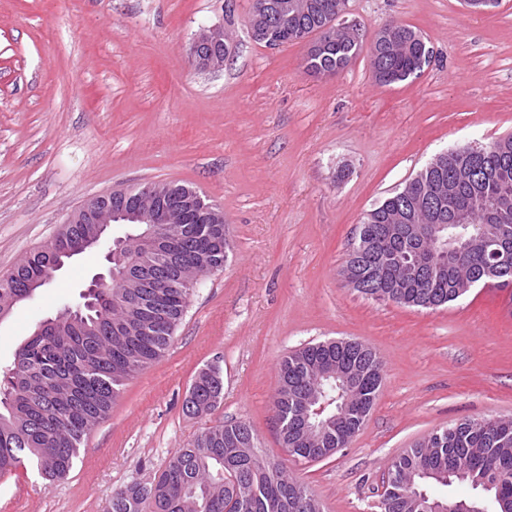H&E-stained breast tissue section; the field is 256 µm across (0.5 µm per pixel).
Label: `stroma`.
Listing matches in <instances>:
<instances>
[{"label": "stroma", "mask_w": 512, "mask_h": 512, "mask_svg": "<svg viewBox=\"0 0 512 512\" xmlns=\"http://www.w3.org/2000/svg\"><path fill=\"white\" fill-rule=\"evenodd\" d=\"M252 0H0V272L54 238L90 197L178 183L224 213L222 270L191 296L165 355L128 380L63 480L29 464L0 476V512H108L114 490L161 473L217 422L251 424L323 512H378L391 463L466 419L512 417V286L438 309L379 302L341 270L363 215L441 150L512 133V0H350L364 50L317 76L307 46L252 40ZM414 27L432 52L417 78L382 87L374 34ZM223 28L229 57L200 71L191 43ZM105 261L93 249L0 320V370L45 318L77 304ZM372 347L373 408L345 448L287 460L273 400L288 352L329 339ZM208 364L211 413L183 411ZM224 396V375L219 365H210L195 376L185 399L184 410L189 415H201L217 408Z\"/></svg>", "instance_id": "stroma-1"}]
</instances>
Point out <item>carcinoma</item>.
<instances>
[{
    "label": "carcinoma",
    "mask_w": 512,
    "mask_h": 512,
    "mask_svg": "<svg viewBox=\"0 0 512 512\" xmlns=\"http://www.w3.org/2000/svg\"><path fill=\"white\" fill-rule=\"evenodd\" d=\"M306 7L286 17H254L280 43H293L296 31L314 37L316 51L306 53L304 65L317 75L344 70L363 49L361 42L332 22L349 0H303ZM427 46L408 25L389 34L385 49H370L372 76L381 85L421 74ZM476 197L494 198V215L474 214L464 244L446 260L427 254L418 233L399 230L400 220L429 209L436 220H450L469 208ZM186 240L192 251L186 274L223 267L229 249L224 225H193ZM512 255V136L484 148V154L459 146L443 151L415 177L367 211L358 240L342 269L354 290L374 300L407 307L438 308L464 297L470 283L491 279L497 253ZM53 262L51 248H39L16 267L0 274V313L9 314L16 298H30L33 277L46 275ZM122 289L99 291L79 310L43 321L18 348L13 366L0 385V475L29 461L47 480L66 478L79 458L85 439L107 420L125 382L158 361L182 323L192 288H154L144 302L143 316L153 330L119 328L127 314ZM366 373L358 387L363 398L357 412L336 417L328 406L323 423L311 427L295 412L314 399H334L341 387L333 378L314 385L305 375L311 365L336 364ZM274 412L281 422L283 447L305 462L323 460L345 447L364 423L382 382L381 361L358 341L327 340L288 354ZM224 396V375L210 365L195 376L185 399L189 415L217 408ZM468 483L484 493L481 500L448 502L453 512L468 505L483 512H512V418L463 420L437 430L401 454L390 466L380 512H427L418 493L422 483ZM159 481L135 483L112 495L111 512H322L304 482L288 477L282 464L263 452L252 427L243 422H219L179 448L158 475Z\"/></svg>",
    "instance_id": "cac0c4a2"
}]
</instances>
